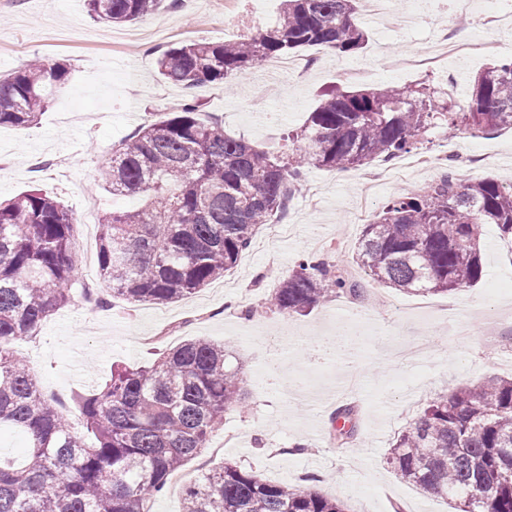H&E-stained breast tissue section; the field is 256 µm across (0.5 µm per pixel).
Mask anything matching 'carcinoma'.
<instances>
[{
    "instance_id": "cac0c4a2",
    "label": "carcinoma",
    "mask_w": 512,
    "mask_h": 512,
    "mask_svg": "<svg viewBox=\"0 0 512 512\" xmlns=\"http://www.w3.org/2000/svg\"><path fill=\"white\" fill-rule=\"evenodd\" d=\"M90 16L122 25L176 0H86ZM358 0H283L278 22L238 42L181 44L156 61L167 81L192 88L243 75L304 47L342 54L363 48ZM64 64L30 62L0 76V126L31 125L68 81ZM441 87L336 89L271 155L184 103L123 141L101 170L112 196L143 194L144 207L102 223L100 277L130 302H174L221 278L257 228L284 214L309 167L349 170L411 152L437 128L483 133L512 128V58L478 75L468 96L448 104ZM494 224L512 247V186L492 177L465 184L449 175L394 196L364 225L357 262L371 279L409 294L450 293L483 276L480 227ZM73 218L40 189L0 202V430L27 440L22 462L0 458V512H146L173 473L209 447L224 414L242 406L241 369L204 339L163 352L147 366L116 367L109 381L73 402L94 442H83L32 368L10 349L70 301L78 275ZM357 284L315 256L300 258L269 299L299 314L329 296L357 297ZM355 410L331 418L335 437L355 435ZM389 463L422 491L458 500V512H512V379L441 393L393 439ZM183 512H345L342 504L264 481L226 462L185 490Z\"/></svg>"
}]
</instances>
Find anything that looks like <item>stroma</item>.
<instances>
[{"label": "stroma", "instance_id": "35a3bbf8", "mask_svg": "<svg viewBox=\"0 0 512 512\" xmlns=\"http://www.w3.org/2000/svg\"><path fill=\"white\" fill-rule=\"evenodd\" d=\"M493 0H474L464 13L449 0H397L398 19L363 20L368 40L350 56L315 46L298 50L310 60L303 78L264 75L259 69L232 79L186 89L157 73L155 60L185 42L235 41L254 36L280 13L281 0H237L225 15L224 0H199L196 8L163 9L126 25L95 21L84 0H0V75L38 58L69 68L67 83L26 128L0 127V199L42 189L71 213L78 279L70 303L52 312L36 336L16 342L41 392L71 399L93 382H105L113 366L138 367L185 340L228 345L242 367L248 398L225 414L214 439L233 433L219 455L203 451L184 471L200 475L224 461H237L265 480L314 490L344 503L346 512H457L453 502L403 481L387 462L394 434L436 394L490 377H512V352L501 354L486 338L490 318L496 334L512 344V250L496 225L481 227L483 277L449 294H404L381 288L355 260L363 226L353 214L360 195L356 170L308 169L284 219L287 236L273 247L277 262L246 250L224 277L167 305L131 303L110 296L99 277V220L112 210L138 208L136 196L113 197L97 178L112 149L142 125L157 122L182 102L199 106V117L221 119L273 155L288 152L289 131L300 127L328 90L349 88L337 67H368L366 87L445 85L462 99L470 80L496 62L486 52L445 58L433 70L397 73L395 55L424 54L433 30L427 17L447 14L463 23L470 42L496 36L512 44V15L496 33L482 19ZM420 152L468 158L484 155L476 170L459 167L458 181L512 177V129L471 134L459 129L431 136ZM317 205H310L311 190ZM317 255L337 274L356 277L368 293L359 313L346 296L320 303L307 315L269 310L268 294L304 255ZM108 306L96 304L98 296ZM355 405L356 434L347 443L330 436L338 406ZM302 452L291 453L294 444Z\"/></svg>", "mask_w": 512, "mask_h": 512}]
</instances>
